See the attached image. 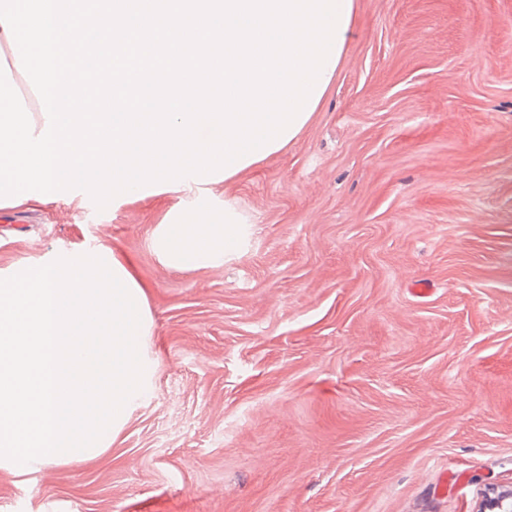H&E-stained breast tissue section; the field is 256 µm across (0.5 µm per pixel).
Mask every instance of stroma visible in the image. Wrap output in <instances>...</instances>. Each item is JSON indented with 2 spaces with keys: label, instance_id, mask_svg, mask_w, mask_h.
<instances>
[{
  "label": "stroma",
  "instance_id": "obj_1",
  "mask_svg": "<svg viewBox=\"0 0 512 512\" xmlns=\"http://www.w3.org/2000/svg\"><path fill=\"white\" fill-rule=\"evenodd\" d=\"M215 192L253 236L194 271L149 245L173 192L0 212V273L131 258L157 360L104 455L0 470V512H477L512 486V0H357L297 140Z\"/></svg>",
  "mask_w": 512,
  "mask_h": 512
}]
</instances>
